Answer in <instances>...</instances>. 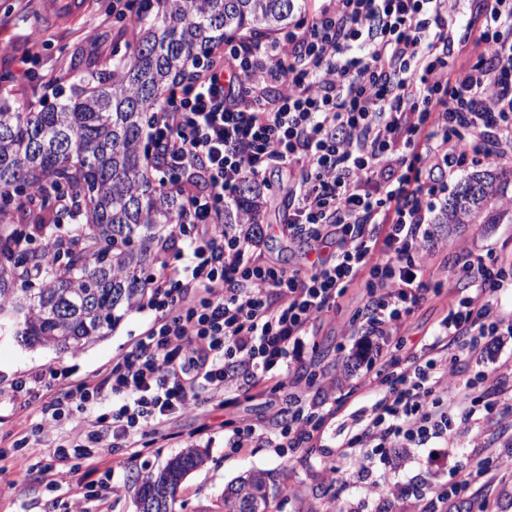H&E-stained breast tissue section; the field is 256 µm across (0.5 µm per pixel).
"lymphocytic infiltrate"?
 <instances>
[{"label":"lymphocytic infiltrate","instance_id":"lymphocytic-infiltrate-1","mask_svg":"<svg viewBox=\"0 0 512 512\" xmlns=\"http://www.w3.org/2000/svg\"><path fill=\"white\" fill-rule=\"evenodd\" d=\"M471 45L475 62L456 69ZM143 149L159 172L196 183L158 250L145 300L154 321L112 371L41 406L43 432L61 425L69 404L87 415L69 446L54 449L48 488L61 486L59 464L75 456L87 495L106 500L104 448L136 451L203 397L227 408L268 396L272 427L225 421L233 452L312 447L333 411L310 395L319 375L303 356L306 340L357 281L365 303L352 334L378 398L325 461L327 473L447 443L457 419L476 411L500 414L502 375L463 370L512 335V312L494 304L512 287L511 260L460 250V295L437 329L411 346L398 334L445 288L424 278L421 257L449 181L512 155V0H322L278 36L225 39L223 52L195 56L154 108ZM282 174L289 237L335 245L302 271L258 261L256 216L224 221L244 180L269 190ZM182 237L187 252H172ZM451 373L460 380L450 388ZM456 474L433 490L428 512L493 481L495 468L481 461Z\"/></svg>","mask_w":512,"mask_h":512}]
</instances>
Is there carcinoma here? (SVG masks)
Here are the masks:
<instances>
[{
    "label": "carcinoma",
    "instance_id": "carcinoma-1",
    "mask_svg": "<svg viewBox=\"0 0 512 512\" xmlns=\"http://www.w3.org/2000/svg\"><path fill=\"white\" fill-rule=\"evenodd\" d=\"M307 10V0H156L133 19L135 51L74 56L71 95L39 111L0 105V315L16 319L21 344L58 353L104 338L119 312L150 292L145 271L183 210L182 186L161 189L139 150L153 106L189 57L248 31L273 35ZM497 175L476 171L448 199L440 223L472 224L491 201ZM240 205L260 206L246 180ZM205 456L186 448L157 471L132 477L136 512H173L180 488ZM268 473L228 486L224 512H268Z\"/></svg>",
    "mask_w": 512,
    "mask_h": 512
}]
</instances>
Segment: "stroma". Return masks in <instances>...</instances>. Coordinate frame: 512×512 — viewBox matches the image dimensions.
Returning <instances> with one entry per match:
<instances>
[{"label": "stroma", "mask_w": 512, "mask_h": 512, "mask_svg": "<svg viewBox=\"0 0 512 512\" xmlns=\"http://www.w3.org/2000/svg\"><path fill=\"white\" fill-rule=\"evenodd\" d=\"M111 10L112 0H88L80 17L56 22L42 15L41 0H0V100L15 95L28 99L33 108H42L53 102L58 90L70 88L68 72L72 56L93 52L131 53L135 36L121 34L120 24L99 22L100 16ZM35 29L43 32L44 46L34 47L30 34ZM31 49L38 51L44 70L56 77L54 89L40 92L13 79V58ZM483 168L498 176L496 201L489 207L492 223L435 225V235L445 245L426 259V278L448 277L460 245L512 257V208L503 206L504 201L512 199V157L485 162ZM287 220L286 198L280 196L264 205V238L257 256L260 261L287 269L305 268L308 247L283 235L282 226ZM454 297L451 289L429 297L416 310L403 333L407 343L414 344L431 336ZM364 303L363 287L354 285L339 299L335 310L316 325L314 340L319 368L335 376L336 395L342 398L343 404L328 421L315 447L284 455L263 447L230 453L224 446L225 421L247 419L268 424L266 404L244 400L238 407L226 410L203 405L174 417L165 425L163 434L144 437L137 455H129L123 448L107 453L102 464L112 470V492L103 504L83 497L85 467L81 460L70 459L74 472L59 490H47L42 475L54 449L68 446L73 428L83 425L85 413L71 410L62 427L51 433H39L36 425L40 420V401L24 403L14 385L35 374L43 375L48 388L53 390L96 381L100 374L111 370L149 327L155 318L154 311L146 307L126 314L109 336L73 354L28 348L12 337L1 336L0 448L26 439L31 467L21 473L8 472L7 483H0V512H70L77 502L85 512H136L128 492L132 475L159 468L170 456L188 447L202 450L207 462L184 481L175 512H224L227 486L253 470H268L276 476L279 492L273 500L272 512H420L418 494L423 486L450 482L458 466L476 464L485 450L504 454L512 450V416L500 421L481 419L458 424L441 462L426 464L427 449L403 448L387 464L374 468L373 480L380 482L393 477L405 484L408 488L405 498L367 497L364 480L353 473L347 476L348 489L338 492L336 481L323 471L321 461L335 456L339 428H352L356 416L370 408L375 400L365 364L356 363L353 347L343 343L352 317ZM448 512H512V468L502 470L481 491L468 492L464 502L449 504Z\"/></svg>", "instance_id": "obj_1"}]
</instances>
